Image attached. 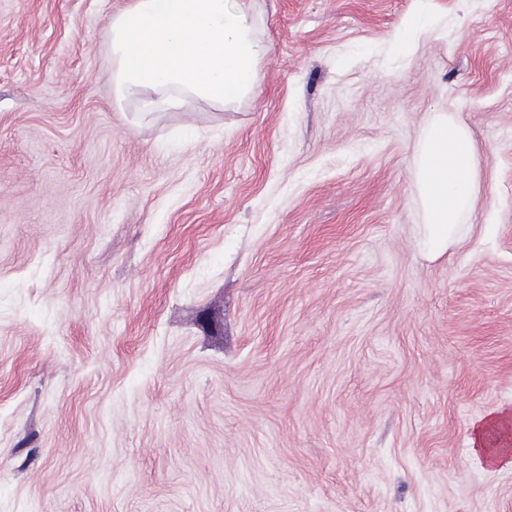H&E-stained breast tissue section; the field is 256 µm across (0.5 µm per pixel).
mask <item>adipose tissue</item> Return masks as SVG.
Instances as JSON below:
<instances>
[{
  "label": "adipose tissue",
  "mask_w": 512,
  "mask_h": 512,
  "mask_svg": "<svg viewBox=\"0 0 512 512\" xmlns=\"http://www.w3.org/2000/svg\"><path fill=\"white\" fill-rule=\"evenodd\" d=\"M252 0H132L109 21L117 99L154 112L202 100L239 103L257 87L269 45L256 35ZM467 127L441 113L421 130L416 186L422 245L439 255L457 241L478 175Z\"/></svg>",
  "instance_id": "ef3b65f1"
}]
</instances>
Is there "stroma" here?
<instances>
[{
	"instance_id": "35a3bbf8",
	"label": "stroma",
	"mask_w": 512,
	"mask_h": 512,
	"mask_svg": "<svg viewBox=\"0 0 512 512\" xmlns=\"http://www.w3.org/2000/svg\"><path fill=\"white\" fill-rule=\"evenodd\" d=\"M131 0H0V512H512V0H254L241 102L117 101ZM475 140L418 244L417 135ZM467 127L448 113L434 116L416 147V186L423 213L422 245L440 255L457 241L460 219L473 208L478 175ZM499 428L506 430L510 428V415L508 412L500 413L486 421L475 424V439L473 440L474 450L476 453L480 452L485 459L491 462L506 461L507 464H509L508 448H494L497 447V443H489L488 440V433L491 430H497Z\"/></svg>"
}]
</instances>
